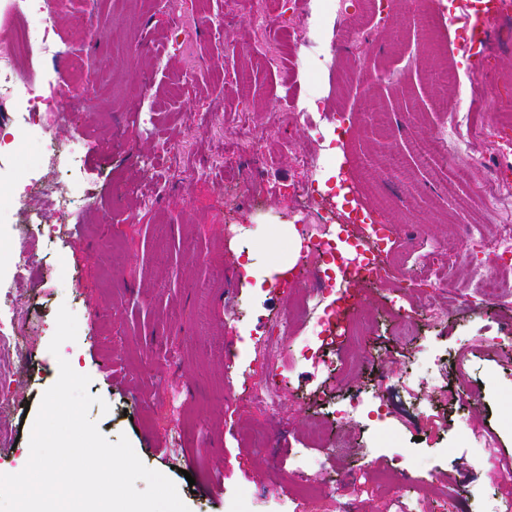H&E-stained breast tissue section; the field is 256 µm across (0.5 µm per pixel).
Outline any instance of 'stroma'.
Instances as JSON below:
<instances>
[{
    "label": "stroma",
    "instance_id": "1",
    "mask_svg": "<svg viewBox=\"0 0 512 512\" xmlns=\"http://www.w3.org/2000/svg\"><path fill=\"white\" fill-rule=\"evenodd\" d=\"M391 2L378 35L342 54L335 16L309 0L294 57L271 67L288 20L262 25L265 0H67L65 56L43 87L41 120L81 159L79 170L46 178L74 183L81 205L65 215L63 237L0 234V252L24 246L35 256L12 285L23 343L5 365L0 473L29 455L41 397L64 359L102 398L89 410L101 433L113 443L126 436L190 512H496L512 501V477L498 473L512 458V347L497 342L512 329V304L466 305L444 288L428 299L393 286L358 290L364 333L326 347L334 365L320 370L297 357L317 342L309 323L284 335L276 327L287 297L312 290L277 271L293 251L288 231L308 182L337 202L356 190L378 223L395 225L407 279L426 274L430 252L462 224L490 239L502 231L482 208L454 211L451 172L420 151L455 112L436 108L430 75L441 60L421 51L416 16ZM180 75L189 91L175 96ZM319 100L320 137L297 119ZM370 103L384 123L364 113ZM274 111L281 120L268 122ZM245 134L280 186L257 204L237 197L224 170ZM307 153L320 157L311 172L299 163ZM470 153L474 182L496 194L490 171L512 159V146L480 137ZM39 159L37 142L13 144L0 158V189L23 192L25 168ZM244 261L263 286L242 277ZM63 305L78 332L55 356L48 346ZM430 308L437 319H425ZM407 315L424 324L404 341L395 331ZM271 376L272 411L254 399ZM348 397L382 403L385 418L337 420ZM463 419L496 433L494 453L459 434ZM259 430L268 443L251 447Z\"/></svg>",
    "mask_w": 512,
    "mask_h": 512
}]
</instances>
